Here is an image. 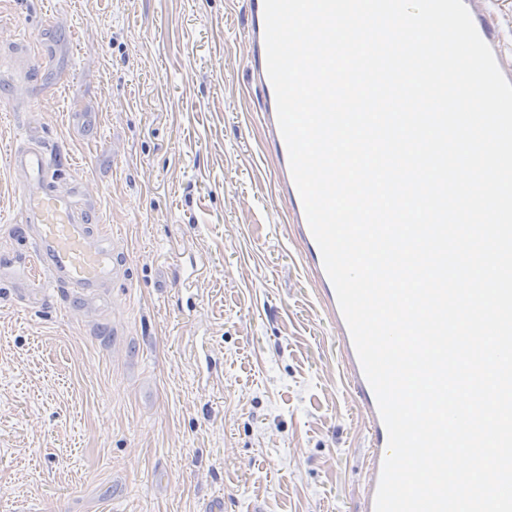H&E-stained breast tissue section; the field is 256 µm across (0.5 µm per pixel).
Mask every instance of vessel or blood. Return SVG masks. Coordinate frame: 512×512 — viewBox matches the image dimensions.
Returning a JSON list of instances; mask_svg holds the SVG:
<instances>
[{"label":"vessel or blood","instance_id":"vessel-or-blood-1","mask_svg":"<svg viewBox=\"0 0 512 512\" xmlns=\"http://www.w3.org/2000/svg\"><path fill=\"white\" fill-rule=\"evenodd\" d=\"M250 12L252 25L248 38L255 60L252 77L265 93L262 114L264 134L275 146L278 187L289 203V214L299 236L309 248L321 283L320 299L341 334L348 381L358 393L367 416L371 450L362 490V509L363 512H375V495L387 453L388 434L373 390L363 374L334 287L324 270L319 247L308 226L303 203L291 175L287 146L277 121L275 93L266 69L263 0H250ZM11 162L20 180L23 213L21 240L35 247L31 283H39L41 275H48L54 283L66 289L69 300L89 305L113 281L115 254L111 233H90L82 215L91 207L92 201L82 192L61 194L52 189L51 181L55 172L49 150L42 142L35 141L15 150Z\"/></svg>","mask_w":512,"mask_h":512}]
</instances>
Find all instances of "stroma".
Here are the masks:
<instances>
[{
    "label": "stroma",
    "mask_w": 512,
    "mask_h": 512,
    "mask_svg": "<svg viewBox=\"0 0 512 512\" xmlns=\"http://www.w3.org/2000/svg\"><path fill=\"white\" fill-rule=\"evenodd\" d=\"M250 22L249 0H0V95L27 90L0 105V512H360L370 435L286 222ZM31 139L127 260L82 311L21 286Z\"/></svg>",
    "instance_id": "1"
}]
</instances>
